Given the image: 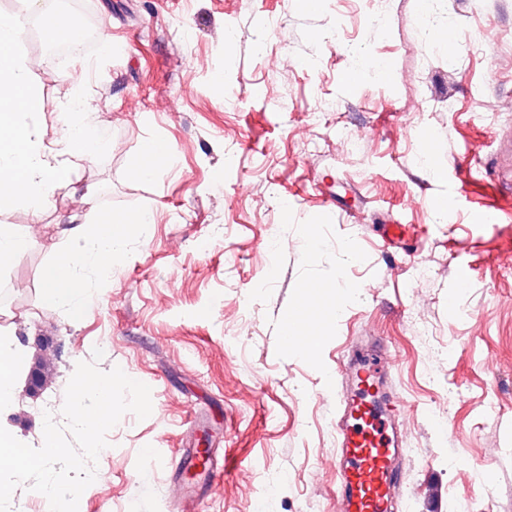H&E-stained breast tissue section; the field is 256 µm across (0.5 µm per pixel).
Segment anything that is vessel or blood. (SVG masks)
Returning a JSON list of instances; mask_svg holds the SVG:
<instances>
[{"instance_id": "1", "label": "vessel or blood", "mask_w": 512, "mask_h": 512, "mask_svg": "<svg viewBox=\"0 0 512 512\" xmlns=\"http://www.w3.org/2000/svg\"><path fill=\"white\" fill-rule=\"evenodd\" d=\"M388 367L381 351L365 349L337 392L339 512H395L399 433L392 409L382 408L371 392ZM178 467L197 470L207 485L217 473L213 461H200L194 448L183 450Z\"/></svg>"}]
</instances>
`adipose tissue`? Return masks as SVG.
Here are the masks:
<instances>
[{"label":"adipose tissue","mask_w":512,"mask_h":512,"mask_svg":"<svg viewBox=\"0 0 512 512\" xmlns=\"http://www.w3.org/2000/svg\"><path fill=\"white\" fill-rule=\"evenodd\" d=\"M24 34L20 18L0 19V204L25 203L36 219L55 188L68 183L70 171L57 162L54 149L27 123L29 117L42 112L43 101L31 82L32 65L18 50ZM70 110L63 151L78 159L90 158L101 142L86 132L87 107L76 99ZM148 222V216L141 213H109L89 228L72 223L62 227L66 248L42 271L44 301L75 314L85 310L93 298L84 285L86 270L111 273L130 242L146 236ZM348 296V291L336 286L308 291L303 305L314 313L304 320L303 331L286 342V349L313 355L325 338V314L341 316Z\"/></svg>","instance_id":"1"}]
</instances>
